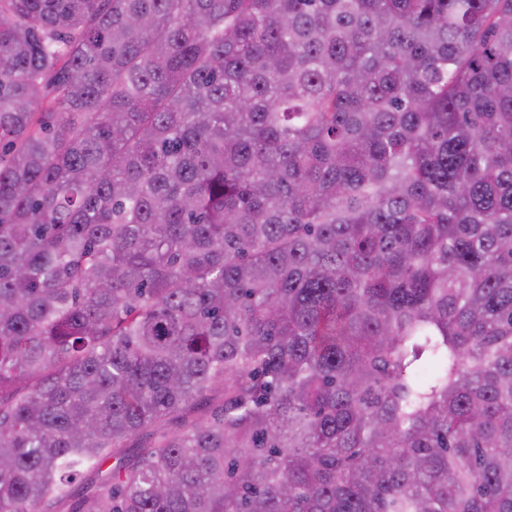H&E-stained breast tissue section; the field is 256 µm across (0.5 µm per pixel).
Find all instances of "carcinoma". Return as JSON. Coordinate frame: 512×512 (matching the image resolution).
Returning <instances> with one entry per match:
<instances>
[{
	"instance_id": "carcinoma-1",
	"label": "carcinoma",
	"mask_w": 512,
	"mask_h": 512,
	"mask_svg": "<svg viewBox=\"0 0 512 512\" xmlns=\"http://www.w3.org/2000/svg\"><path fill=\"white\" fill-rule=\"evenodd\" d=\"M0 145V512H512V0H0Z\"/></svg>"
}]
</instances>
